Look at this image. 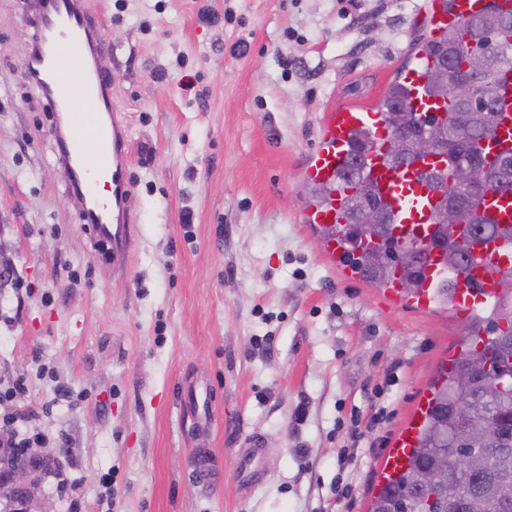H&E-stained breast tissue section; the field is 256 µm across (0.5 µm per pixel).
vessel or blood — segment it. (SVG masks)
Returning a JSON list of instances; mask_svg holds the SVG:
<instances>
[{
    "label": "vessel or blood",
    "instance_id": "obj_1",
    "mask_svg": "<svg viewBox=\"0 0 512 512\" xmlns=\"http://www.w3.org/2000/svg\"><path fill=\"white\" fill-rule=\"evenodd\" d=\"M483 5L484 0H455L448 9L442 0H434V31L444 34L450 24L479 12ZM35 21L33 86L52 111L69 118L62 167L71 186L84 192L86 220L98 240L109 245L113 265L124 269L123 242L135 220L127 161L129 134L126 126L112 117L108 77L86 61L87 44L97 39L102 22L88 11L85 0H37ZM64 57L71 61L65 71L59 66ZM430 63L429 57L419 55L415 65L403 74L407 104L419 112L435 111L438 104L426 91ZM497 125L495 137L486 142L491 152L512 147V97L503 105ZM357 130L371 135L372 149L365 158L364 172L375 183L392 224L407 229L408 240L418 243L429 240L436 230L427 189L385 161L389 128L382 114L373 107L334 109L324 113L317 142L301 169L304 182L312 187L329 188L330 194L324 202L306 200L300 214L301 223L307 231L316 233V244L331 265L344 252L336 229L345 221L344 198L350 193L336 177L346 163L350 137ZM103 187L110 190L109 199L101 198L99 190ZM479 212L493 223L512 224V189L499 190L483 199ZM509 266H512V240L503 237L492 255H476L472 269L464 276L449 278L447 264L434 254L414 293H407L397 280L385 284L383 293L391 304L405 303L421 310L444 299L450 310L467 315L496 299L498 272ZM428 408V401H421L386 459V474L397 473L404 466Z\"/></svg>",
    "mask_w": 512,
    "mask_h": 512
}]
</instances>
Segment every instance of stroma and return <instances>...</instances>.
<instances>
[{
  "instance_id": "obj_1",
  "label": "stroma",
  "mask_w": 512,
  "mask_h": 512,
  "mask_svg": "<svg viewBox=\"0 0 512 512\" xmlns=\"http://www.w3.org/2000/svg\"><path fill=\"white\" fill-rule=\"evenodd\" d=\"M431 2L87 0L130 136L119 272L21 67L28 0H0V422L33 413L77 512H368L468 326L338 282L301 165L323 112L373 104L431 38Z\"/></svg>"
}]
</instances>
